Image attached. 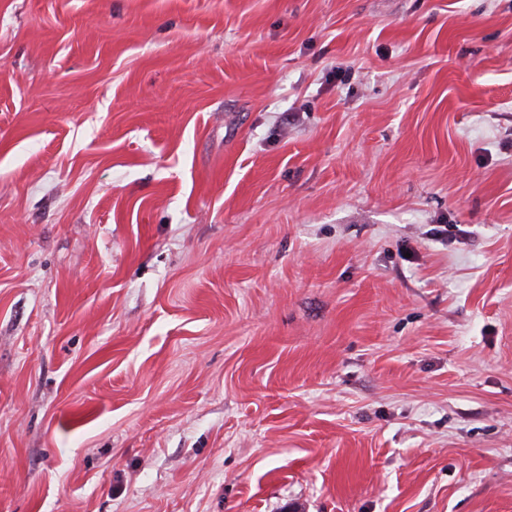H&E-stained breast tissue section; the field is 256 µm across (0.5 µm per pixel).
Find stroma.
<instances>
[{
	"instance_id": "stroma-1",
	"label": "stroma",
	"mask_w": 512,
	"mask_h": 512,
	"mask_svg": "<svg viewBox=\"0 0 512 512\" xmlns=\"http://www.w3.org/2000/svg\"><path fill=\"white\" fill-rule=\"evenodd\" d=\"M0 512H512V0H0Z\"/></svg>"
}]
</instances>
